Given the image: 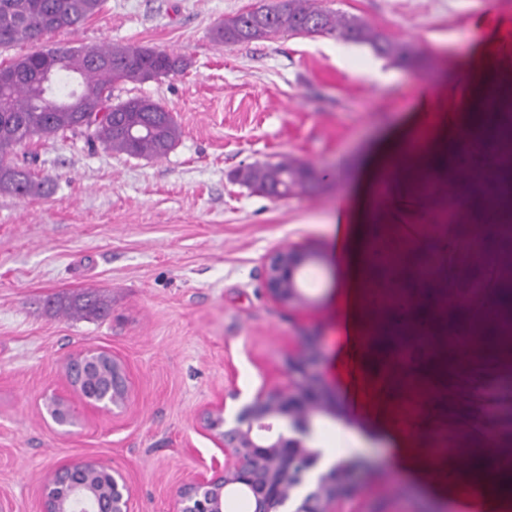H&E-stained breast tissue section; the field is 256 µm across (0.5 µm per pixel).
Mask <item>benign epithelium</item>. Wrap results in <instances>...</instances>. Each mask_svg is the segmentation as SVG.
Returning a JSON list of instances; mask_svg holds the SVG:
<instances>
[{"instance_id":"7a95c632","label":"benign epithelium","mask_w":512,"mask_h":512,"mask_svg":"<svg viewBox=\"0 0 512 512\" xmlns=\"http://www.w3.org/2000/svg\"><path fill=\"white\" fill-rule=\"evenodd\" d=\"M309 259L304 244H293L271 253L265 265V288L270 297L283 305L301 301L298 275ZM311 336L302 337L303 345L288 359V371L295 376L291 389L259 393L234 419L225 416L226 399L237 398L229 391L206 406L199 414L203 426L224 448V462L213 463L211 473L202 472L182 489L179 512H224V504L233 490L244 492L251 512H283L290 501V487L297 473L308 470L317 461L306 445L312 417L324 405L318 378L311 372L315 362ZM93 356L112 362V393L89 398L81 390L75 370ZM73 391L93 409L110 411L121 406L129 394L122 362L106 350H93L73 357L67 364ZM287 421L294 436L280 428ZM88 468L104 467L95 460L59 464L46 474L43 484L42 512H132L131 490L118 472L108 474L105 487L89 489L83 480ZM349 471L331 470L316 487L294 507L295 512H327L336 500V490L350 484Z\"/></svg>"}]
</instances>
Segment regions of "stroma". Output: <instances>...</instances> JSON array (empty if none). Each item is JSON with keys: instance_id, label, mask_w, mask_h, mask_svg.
Wrapping results in <instances>:
<instances>
[{"instance_id": "obj_1", "label": "stroma", "mask_w": 512, "mask_h": 512, "mask_svg": "<svg viewBox=\"0 0 512 512\" xmlns=\"http://www.w3.org/2000/svg\"><path fill=\"white\" fill-rule=\"evenodd\" d=\"M272 0H104L76 30L51 35L75 47L147 46L183 56L180 73L112 88L113 100L146 97L172 112L181 131L169 153L145 159L91 149L65 135L28 147L35 172L50 181L39 198L0 193V505L39 512L46 473L86 458L121 471L134 512H177L183 486L222 457L199 422L225 390L235 414L258 392L285 391L288 355L299 337H315L317 371L335 410L316 414L307 444L336 447V424L349 410L357 440L350 458L356 489L331 512H472L468 485L450 478L465 460L504 455L497 422L512 408L486 412L483 402L512 377L486 373L465 400L434 405L426 432L392 425L344 387L342 351L387 352L383 331L408 328L429 337L418 376L437 373L465 288L444 262L421 314L403 306L371 310L378 334L354 329L350 276L332 251L341 201L348 224L369 197L377 241L431 246L447 239L435 225L498 215L486 196H469L473 176L492 173L498 150L438 156L442 131L487 102L512 97V0H323L356 17L413 56L384 58L392 77L378 82L348 70L331 49L333 34L278 36L219 45L210 31L224 19ZM497 83H488L487 69ZM421 138L416 172L387 179L377 160L384 145ZM309 165L316 185L284 199L237 181L256 163ZM307 242L314 256L301 271L304 301L287 307L269 298L264 260ZM95 290L108 301L103 319L74 317L50 297ZM345 313H338V306ZM97 347L118 355L130 379L124 406L111 414L75 403V421L61 430L46 394H68L64 365ZM477 429L455 451L461 416ZM405 480L399 492L396 480Z\"/></svg>"}]
</instances>
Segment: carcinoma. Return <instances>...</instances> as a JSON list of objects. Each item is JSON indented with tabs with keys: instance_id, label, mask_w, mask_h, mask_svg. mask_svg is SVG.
<instances>
[{
	"instance_id": "obj_1",
	"label": "carcinoma",
	"mask_w": 512,
	"mask_h": 512,
	"mask_svg": "<svg viewBox=\"0 0 512 512\" xmlns=\"http://www.w3.org/2000/svg\"><path fill=\"white\" fill-rule=\"evenodd\" d=\"M103 0H0V47L18 42L36 45L45 32L44 16L54 13L60 24L54 31L73 30L97 15ZM261 15L240 13L211 31L217 44L236 43L278 36L282 33L319 34L334 32L352 41L369 42L381 53L406 62L411 50L388 41L366 24L341 17L318 6V0H284L276 6L260 7ZM186 60L176 54L147 47L102 45L66 48L62 64L55 68L52 90L41 84L50 62L38 49L0 66L14 79L0 86V192L16 196H39L49 179L39 178L30 166L35 157L21 152L33 141L55 139L67 132H84L85 114L103 117L87 135L93 149L140 158L167 154L180 135V128L159 103L133 97L112 103L116 82L143 83L183 71ZM75 76L78 86L70 84ZM310 168L295 162L255 164L238 172L241 182L273 196L309 182ZM499 205L504 218L495 225L494 246L472 253V262L493 267L497 272L498 303L490 329L482 331L487 353L502 366H512V175L500 177ZM49 304L80 316L103 318L110 308L90 291Z\"/></svg>"
}]
</instances>
